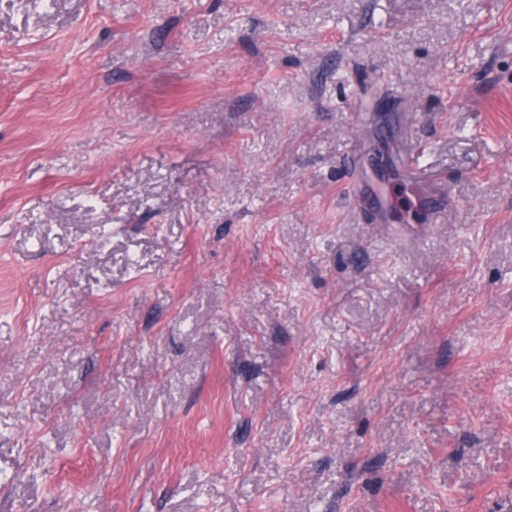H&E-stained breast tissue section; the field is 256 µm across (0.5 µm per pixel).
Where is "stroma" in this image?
I'll return each mask as SVG.
<instances>
[{
    "label": "stroma",
    "mask_w": 512,
    "mask_h": 512,
    "mask_svg": "<svg viewBox=\"0 0 512 512\" xmlns=\"http://www.w3.org/2000/svg\"><path fill=\"white\" fill-rule=\"evenodd\" d=\"M0 512H512V0H0Z\"/></svg>",
    "instance_id": "35a3bbf8"
}]
</instances>
